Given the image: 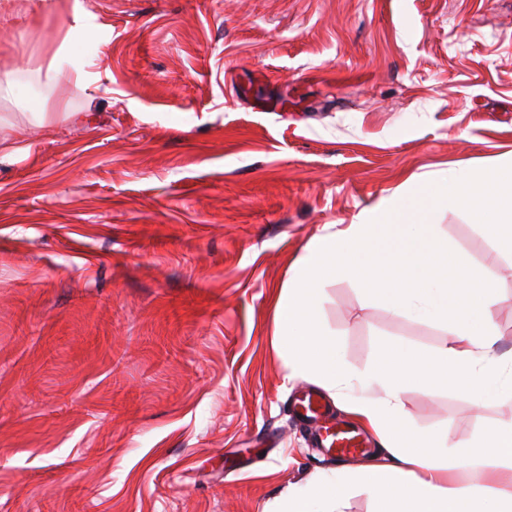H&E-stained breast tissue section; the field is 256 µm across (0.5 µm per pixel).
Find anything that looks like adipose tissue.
<instances>
[{"mask_svg": "<svg viewBox=\"0 0 512 512\" xmlns=\"http://www.w3.org/2000/svg\"><path fill=\"white\" fill-rule=\"evenodd\" d=\"M460 186L476 195L493 187L512 198V159L492 170L476 165L456 169L439 183L416 182L364 208L357 223L340 234L313 238L295 261L288 286L275 302V333L287 365L292 375L344 398L350 414L368 421L380 439L381 460L353 478H312L304 490H289L274 512H341L343 499L353 489L377 502L381 512H457L461 502L466 512H512V425L483 438L476 451L451 455L439 447H406L394 430L406 420L399 394L409 383L430 392L452 376L463 381L476 402L512 396V358L491 354L501 303L495 285L479 294L477 309L469 314L451 309L447 280L427 277L416 288L376 280L371 291L381 302L395 312L445 325L449 338L446 347L428 356L396 342L385 343L368 372L343 371L336 340L321 328L325 261L353 273L381 269L396 254L435 258L441 251L433 234L437 212ZM375 387L381 397L366 398V391Z\"/></svg>", "mask_w": 512, "mask_h": 512, "instance_id": "ef3b65f1", "label": "adipose tissue"}]
</instances>
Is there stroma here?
<instances>
[{"label":"stroma","mask_w":512,"mask_h":512,"mask_svg":"<svg viewBox=\"0 0 512 512\" xmlns=\"http://www.w3.org/2000/svg\"><path fill=\"white\" fill-rule=\"evenodd\" d=\"M77 6L102 37H68ZM4 62L74 118L0 102L28 149L0 163V512H270L372 462L378 439L341 459L292 414L309 382L274 346L275 298L314 237L512 156V0H0ZM434 235L495 282L511 355L512 252L457 207ZM322 308L351 370L448 342L358 278L326 281ZM399 401L454 444L512 423L510 398Z\"/></svg>","instance_id":"1"}]
</instances>
